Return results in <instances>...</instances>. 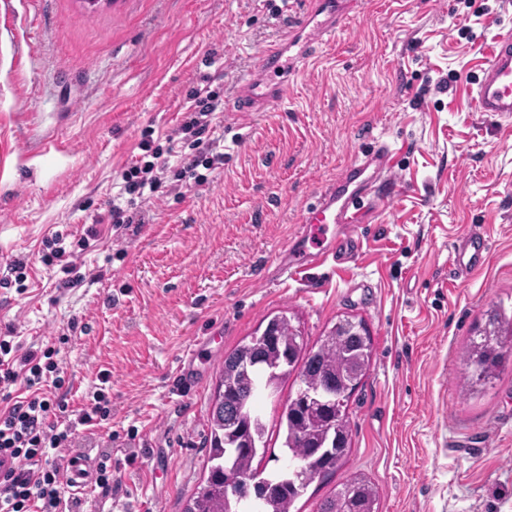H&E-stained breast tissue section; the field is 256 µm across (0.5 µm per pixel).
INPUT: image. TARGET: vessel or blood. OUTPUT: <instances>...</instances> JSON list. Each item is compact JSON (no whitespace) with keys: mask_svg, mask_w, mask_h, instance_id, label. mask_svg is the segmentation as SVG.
I'll return each mask as SVG.
<instances>
[{"mask_svg":"<svg viewBox=\"0 0 512 512\" xmlns=\"http://www.w3.org/2000/svg\"><path fill=\"white\" fill-rule=\"evenodd\" d=\"M359 5L360 0H309L306 11L293 18L283 41L268 49L257 68L245 78L236 110L262 112L283 102L288 94L289 76L298 71L300 63L312 58L316 46L332 38L341 22ZM471 105L478 112L512 116V29L495 39ZM397 179L398 171L388 146H378L352 161L303 209L291 246L279 255L284 273L292 276L358 255L356 223L360 211L369 205L372 184ZM488 251V238L473 232L454 246L452 262L460 272L469 274L483 266ZM206 342V337H195L180 358L175 376L179 393L188 395L196 390L199 373L195 361ZM94 473L95 462L90 455H75L67 461L72 490L92 483Z\"/></svg>","mask_w":512,"mask_h":512,"instance_id":"vessel-or-blood-1","label":"vessel or blood"}]
</instances>
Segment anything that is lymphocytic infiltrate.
<instances>
[{
  "instance_id": "f902f5d3",
  "label": "lymphocytic infiltrate",
  "mask_w": 512,
  "mask_h": 512,
  "mask_svg": "<svg viewBox=\"0 0 512 512\" xmlns=\"http://www.w3.org/2000/svg\"><path fill=\"white\" fill-rule=\"evenodd\" d=\"M166 169L164 152L156 149L150 161L122 172L112 198L115 226L133 223L134 206L155 197ZM99 381L90 395V407L70 413L63 399L41 393L44 383L64 385L58 363H42L39 350H19L11 333L0 332V386L20 383L27 391L24 400L0 412V454H9L17 462L10 484L0 493V512H61L68 484L65 465L55 452L71 443L77 427L94 426L109 417L104 389L109 374H101Z\"/></svg>"
}]
</instances>
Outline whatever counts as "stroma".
Here are the masks:
<instances>
[{
  "mask_svg": "<svg viewBox=\"0 0 512 512\" xmlns=\"http://www.w3.org/2000/svg\"><path fill=\"white\" fill-rule=\"evenodd\" d=\"M297 0H0V329L49 350L71 409L111 375L108 420L80 429L61 459L112 457L109 495L87 489L73 512H184L203 483L210 400L226 353L286 313L307 347L341 319L371 337L366 377L348 402L351 449L293 512H316L336 483L362 473L380 512H512V358L463 395L461 354L490 302L512 307V119L474 111L485 53L512 28V0H363L322 44L275 112H235L241 79L286 31ZM214 65H207V58ZM218 95L222 164L205 184L168 169L140 223L112 228V183L167 148L201 84ZM388 145L403 182L376 183L362 214L363 252L291 279L278 255L305 203L355 158ZM490 235L486 265L456 276L454 244ZM96 230L78 252L98 283L60 287L42 258L56 230ZM213 329L200 388L173 372ZM298 388L263 397L261 467L282 455L279 419Z\"/></svg>",
  "mask_w": 512,
  "mask_h": 512,
  "instance_id": "35a3bbf8",
  "label": "stroma"
}]
</instances>
